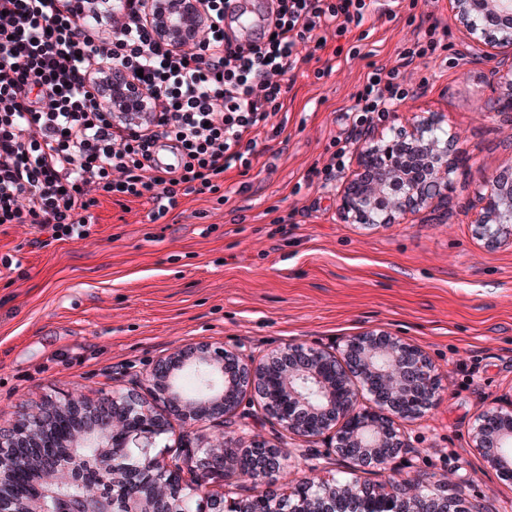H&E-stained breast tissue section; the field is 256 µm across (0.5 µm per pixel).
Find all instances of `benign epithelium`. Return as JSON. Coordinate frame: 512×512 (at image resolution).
Wrapping results in <instances>:
<instances>
[{"mask_svg":"<svg viewBox=\"0 0 512 512\" xmlns=\"http://www.w3.org/2000/svg\"><path fill=\"white\" fill-rule=\"evenodd\" d=\"M450 10L469 45L495 60L490 85L493 111L512 110V0H449ZM146 16L155 36L174 46L201 41L206 14L200 0H147ZM112 111L146 112L148 95L127 71L112 69ZM464 158L456 135L429 115L417 116L406 127L386 135L370 130L353 157V167L337 191L338 217L346 224L386 226L401 223L422 208L448 205L451 177ZM483 237L491 244L512 239V164L500 169L479 193ZM178 361L204 379V391L188 400L173 392L168 361ZM372 395L361 403L359 388ZM438 390L433 365L418 345L383 331L353 336L343 347L328 350L291 344L260 357L230 347L199 345L180 349L158 361L146 379L144 392H115L112 413L94 429V458L101 481L117 487L140 472L148 484L117 502L99 494L62 495L80 486L63 468L49 472L44 486L26 498L0 500V512H245L247 500L226 499L211 491L207 479L236 474L253 483L252 494L263 498L265 512H459L445 494V482L415 475L392 480L380 489L361 478L343 483L303 480L308 491L293 501L273 490L271 471L280 467L284 449L252 438L197 435L193 448H179L165 458L153 454L169 420L154 412L162 401L180 406L186 424L239 416L243 407L258 403L270 419L299 442L324 437V457L349 464L354 473L380 467L402 452L406 441L394 419H415L430 408ZM94 403L65 394L37 411L17 418L0 431V474L39 463L18 452L20 444H35L48 433V421ZM471 447L495 469L512 461V397L481 413L471 433ZM256 453L266 467L243 474L236 467L242 454Z\"/></svg>","mask_w":512,"mask_h":512,"instance_id":"obj_1","label":"benign epithelium"}]
</instances>
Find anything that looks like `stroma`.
<instances>
[{"label":"stroma","mask_w":512,"mask_h":512,"mask_svg":"<svg viewBox=\"0 0 512 512\" xmlns=\"http://www.w3.org/2000/svg\"><path fill=\"white\" fill-rule=\"evenodd\" d=\"M373 15L362 54L330 57L288 80L286 131L260 138L252 188L224 175V202L198 198L157 222L148 203L101 200L88 240L31 245L0 225V428L62 393L92 401L144 383L155 363L200 343L262 355L289 343L328 347L385 330L422 347L439 396L401 423L411 447L375 479L445 478L471 512H512V476L470 446L476 415L512 393V241L491 245L468 210L487 178L512 159V112L488 107L492 60L471 56L448 7L400 0ZM438 23L444 49L407 69L419 89L382 131L432 112L462 143L448 214L424 209L384 227L337 218L339 180L305 182L324 164L369 63L395 65L419 28ZM287 225H278V217ZM227 434L287 437L260 407L224 423Z\"/></svg>","instance_id":"obj_1"}]
</instances>
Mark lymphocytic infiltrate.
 <instances>
[{"instance_id": "obj_1", "label": "lymphocytic infiltrate", "mask_w": 512, "mask_h": 512, "mask_svg": "<svg viewBox=\"0 0 512 512\" xmlns=\"http://www.w3.org/2000/svg\"><path fill=\"white\" fill-rule=\"evenodd\" d=\"M104 27L81 23L88 0H0V222L26 224L35 244L85 239L100 198L151 203V221L189 195H212L227 170L248 176L262 156L261 130L279 136L288 117L283 79L303 48L324 51L348 38L376 0H269L272 24L261 43L234 44L223 28L228 0H201L213 24L204 43L176 49L154 38L142 0H108ZM429 27L399 63H370L335 137L310 177L331 180L361 127L385 120L415 92L404 67L432 56ZM140 74L154 112L140 122L110 107L94 80L104 65Z\"/></svg>"}]
</instances>
